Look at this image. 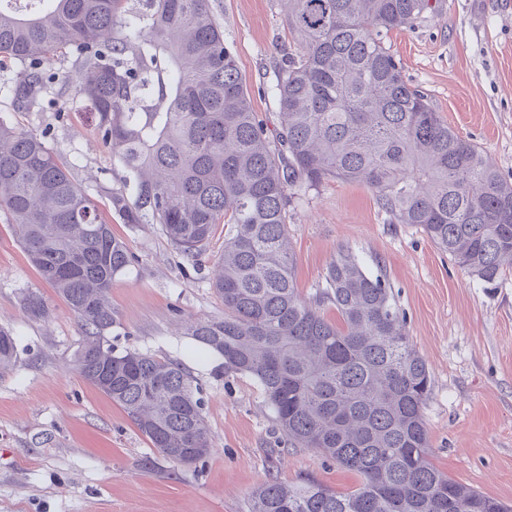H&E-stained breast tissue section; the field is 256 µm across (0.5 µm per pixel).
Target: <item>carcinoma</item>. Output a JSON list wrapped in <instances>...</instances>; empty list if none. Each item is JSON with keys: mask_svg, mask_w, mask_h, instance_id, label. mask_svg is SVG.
Returning <instances> with one entry per match:
<instances>
[{"mask_svg": "<svg viewBox=\"0 0 512 512\" xmlns=\"http://www.w3.org/2000/svg\"><path fill=\"white\" fill-rule=\"evenodd\" d=\"M286 3L299 52L283 56L266 87L279 110L272 132L253 112L210 0H0V57L15 68L11 90L21 103L53 88L47 66L74 59L64 79L77 84L125 170L122 186L107 191L125 223L160 225L191 261L214 226H226L207 275L224 317L187 321L191 356L252 377L290 444L358 476L347 493L270 477L249 512H512L432 466L429 371L384 275L341 246L306 298L288 244L291 198L333 180L368 187L381 210L423 229L484 282L512 269V182L409 87L385 46L386 33L434 10L433 0ZM0 211L78 318L74 371L163 456L202 461L212 441L191 372L120 352L107 338L112 283L138 257L44 136L1 117ZM23 310L47 315L35 292ZM16 358L13 333L0 327V369Z\"/></svg>", "mask_w": 512, "mask_h": 512, "instance_id": "cac0c4a2", "label": "carcinoma"}]
</instances>
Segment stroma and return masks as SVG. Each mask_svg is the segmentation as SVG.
I'll use <instances>...</instances> for the list:
<instances>
[{
  "label": "stroma",
  "instance_id": "35a3bbf8",
  "mask_svg": "<svg viewBox=\"0 0 512 512\" xmlns=\"http://www.w3.org/2000/svg\"><path fill=\"white\" fill-rule=\"evenodd\" d=\"M234 47L251 106L268 129L279 124L266 93L284 53L298 43L279 0H212ZM411 88L458 134L484 149L512 181V0H442L436 14L385 39ZM0 65V115L46 134L73 182L99 206L139 263L112 284L118 350L182 362L203 388L214 447L184 466L163 458L112 400L75 374L81 338L69 305L29 262L0 213V326L17 340L14 366L0 372V512H247L267 478L312 479L337 492L355 475L278 429L255 381L215 376L190 355L178 315L221 317L224 303L156 224H127L102 191L123 183L88 111H72L75 85L55 86L29 110L15 107ZM296 281L311 296L337 248L362 252L387 278L405 312L413 347L431 375L424 420L430 460L455 481L512 505V271L495 283L470 276L423 231L397 223L374 194L329 181L288 206ZM40 294L41 320L22 297Z\"/></svg>",
  "mask_w": 512,
  "mask_h": 512
}]
</instances>
